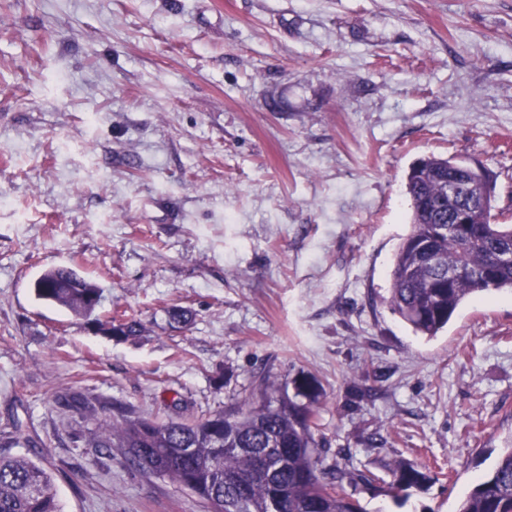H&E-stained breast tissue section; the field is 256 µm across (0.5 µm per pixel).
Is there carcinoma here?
I'll use <instances>...</instances> for the list:
<instances>
[{"mask_svg":"<svg viewBox=\"0 0 512 512\" xmlns=\"http://www.w3.org/2000/svg\"><path fill=\"white\" fill-rule=\"evenodd\" d=\"M465 182L467 171L452 158L427 156L412 164L406 190L411 231L392 260L387 296L392 313L413 331L432 338L460 305L492 290L512 289V224L499 221L489 171L465 192H485L486 210L469 234L451 228L459 202L449 203L446 182ZM453 277H448V274ZM42 302L90 321L102 335H141L135 315L110 326L94 317L102 289L68 268L45 271L35 284ZM321 390L303 373L280 381L254 375L250 396L201 416L152 421L120 415L96 434L97 448H121L134 468L167 477L209 505L211 512H362L346 491L376 481L347 462L325 463L319 431ZM395 495L434 480L399 459L389 467ZM0 512H61L50 475L39 464L0 453ZM457 512H512V440L492 470L460 499Z\"/></svg>","mask_w":512,"mask_h":512,"instance_id":"cac0c4a2","label":"carcinoma"}]
</instances>
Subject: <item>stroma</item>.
I'll return each instance as SVG.
<instances>
[{"label":"stroma","mask_w":512,"mask_h":512,"mask_svg":"<svg viewBox=\"0 0 512 512\" xmlns=\"http://www.w3.org/2000/svg\"><path fill=\"white\" fill-rule=\"evenodd\" d=\"M430 155L512 207V0H0V453L63 512H208L93 434L304 372L327 459L443 469L365 512H456L512 436V290L432 339L382 303ZM55 267L141 335L38 301Z\"/></svg>","instance_id":"35a3bbf8"}]
</instances>
